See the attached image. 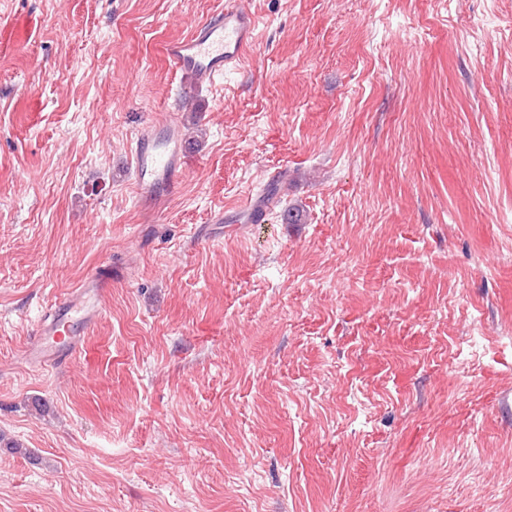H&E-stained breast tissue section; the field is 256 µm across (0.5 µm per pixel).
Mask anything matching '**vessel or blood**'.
Returning <instances> with one entry per match:
<instances>
[{
  "instance_id": "1",
  "label": "vessel or blood",
  "mask_w": 512,
  "mask_h": 512,
  "mask_svg": "<svg viewBox=\"0 0 512 512\" xmlns=\"http://www.w3.org/2000/svg\"><path fill=\"white\" fill-rule=\"evenodd\" d=\"M255 26L250 12L240 8L236 0H226L222 11L198 25L188 37L168 43L165 52L176 70L211 81L239 65L245 48L254 40ZM130 153L140 192L159 199L171 196L184 177L185 166L174 129L161 133L156 125L145 126L135 136ZM110 281V270H102L89 286L79 287L44 315L38 338L29 350L35 362L57 369L83 351L85 339L72 324L92 322Z\"/></svg>"
}]
</instances>
